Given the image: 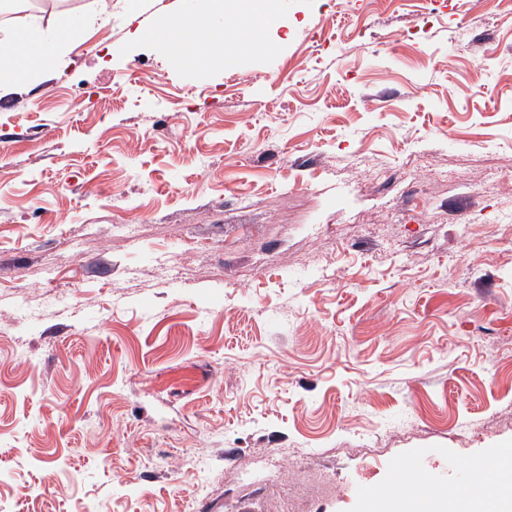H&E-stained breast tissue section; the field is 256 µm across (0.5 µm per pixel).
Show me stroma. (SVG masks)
Wrapping results in <instances>:
<instances>
[{
    "instance_id": "35a3bbf8",
    "label": "stroma",
    "mask_w": 512,
    "mask_h": 512,
    "mask_svg": "<svg viewBox=\"0 0 512 512\" xmlns=\"http://www.w3.org/2000/svg\"><path fill=\"white\" fill-rule=\"evenodd\" d=\"M112 0L0 98V499L360 512L512 445V23L280 0L194 71ZM201 459L205 475L187 466ZM407 471L411 477L410 481L400 482L399 486L403 489L402 499L405 502L406 512H423V500L416 489L417 479H422V470L418 461H411ZM423 481V479H422Z\"/></svg>"
}]
</instances>
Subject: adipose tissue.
I'll use <instances>...</instances> for the list:
<instances>
[{
    "mask_svg": "<svg viewBox=\"0 0 512 512\" xmlns=\"http://www.w3.org/2000/svg\"><path fill=\"white\" fill-rule=\"evenodd\" d=\"M111 16L104 6L90 16L61 18L51 31L40 19H19L13 34L16 52L0 54V97L40 81L88 27L106 25ZM178 21L179 35L166 41L171 54L188 56L203 39L209 59L220 60L228 48H262L265 31L278 26L282 15L278 0H199L198 7L180 14ZM494 463L486 512H512V450H499Z\"/></svg>",
    "mask_w": 512,
    "mask_h": 512,
    "instance_id": "obj_1",
    "label": "adipose tissue"
}]
</instances>
